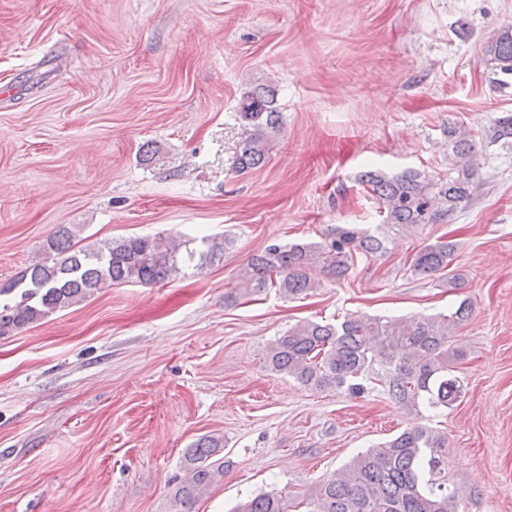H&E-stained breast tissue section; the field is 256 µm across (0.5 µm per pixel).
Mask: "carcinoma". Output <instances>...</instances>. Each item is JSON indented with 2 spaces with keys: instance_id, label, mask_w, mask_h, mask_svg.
<instances>
[{
  "instance_id": "cac0c4a2",
  "label": "carcinoma",
  "mask_w": 512,
  "mask_h": 512,
  "mask_svg": "<svg viewBox=\"0 0 512 512\" xmlns=\"http://www.w3.org/2000/svg\"><path fill=\"white\" fill-rule=\"evenodd\" d=\"M503 75H512V24L500 29L484 49ZM243 133L236 169L262 167L271 141L282 130L274 92L266 87L244 92L238 102ZM453 158L448 173L431 176L407 170L392 177L372 170L362 182L376 196L383 224L416 227L441 224L468 207L480 187L479 150L470 133L448 126ZM489 143L512 145V115L492 120ZM79 227H61L20 276L0 285V337L9 336L50 314L76 305L114 285H154L181 271L224 256L227 237L205 236L200 244L176 243L161 236H130L77 246ZM325 247L270 245L254 254L249 273L224 293V304L270 288L290 299L306 297L321 279L346 278L355 263L386 252L379 230L338 224ZM455 244L436 241L419 248L413 272L448 270ZM470 307L461 303L448 315L421 319L348 317L338 324L305 320L288 328L266 349V367L312 390L364 391L362 381L380 386L396 402L416 407H446L462 392L457 365L466 350L456 334ZM448 439L436 428L416 423L397 436L356 455L336 474L305 495L262 492L239 502L232 512H458L456 492L448 488L444 448ZM224 441L199 438L185 451L186 476L173 493L177 512H192L199 497L224 478Z\"/></svg>"
}]
</instances>
